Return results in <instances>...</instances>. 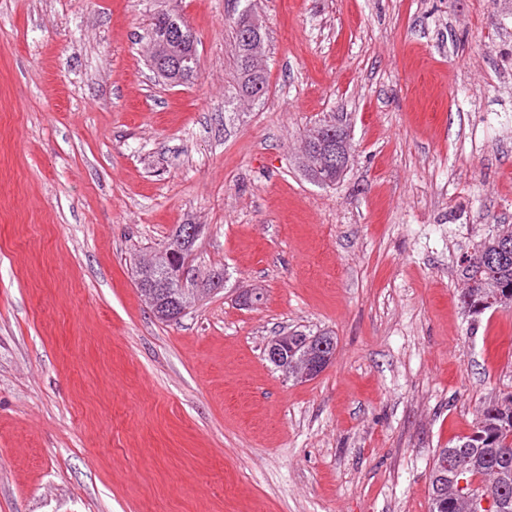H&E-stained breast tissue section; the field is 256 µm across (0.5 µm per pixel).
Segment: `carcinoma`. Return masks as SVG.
Listing matches in <instances>:
<instances>
[{"mask_svg":"<svg viewBox=\"0 0 512 512\" xmlns=\"http://www.w3.org/2000/svg\"><path fill=\"white\" fill-rule=\"evenodd\" d=\"M250 11L239 14L233 32L236 47V86L244 90L254 82L247 70L241 43ZM181 20L176 14L154 17L148 37L173 35V22ZM173 55L182 61L178 78L187 83L195 77L193 58L197 46L173 45ZM346 134L342 123L331 113L319 119L304 138L328 140L336 134ZM308 181L321 186H334L344 171L334 166H318L306 158L300 161ZM193 253L156 251L141 262V275L157 276L174 271L192 261ZM459 272L464 288L459 294L461 306L469 314L480 316L487 311L512 307V224H501L497 230L481 239L472 251L462 255ZM288 356L301 359L307 353L306 338L313 335L324 339L325 352L336 349V338L330 331L316 332L294 329L287 332ZM441 455L453 460L451 469L436 468L429 487V512H485L469 492L475 485L493 497L491 512H512V394L478 408L472 431L448 444Z\"/></svg>","mask_w":512,"mask_h":512,"instance_id":"cac0c4a2","label":"carcinoma"}]
</instances>
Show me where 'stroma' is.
Here are the masks:
<instances>
[{
	"instance_id": "1",
	"label": "stroma",
	"mask_w": 512,
	"mask_h": 512,
	"mask_svg": "<svg viewBox=\"0 0 512 512\" xmlns=\"http://www.w3.org/2000/svg\"><path fill=\"white\" fill-rule=\"evenodd\" d=\"M240 0H0V512H428L433 456L512 394V308L459 257L512 224V0H254L266 96L225 104ZM181 15L198 71L146 32ZM342 114L353 160L310 183ZM201 233L180 319L134 268ZM264 294L240 305L243 290ZM336 357L284 379L277 332ZM181 16L176 14H160L154 17L153 22L151 23L150 32L148 34V39L150 40L152 37H157L153 41V51L154 58L162 59V56L165 55L168 51V45L166 41H163L161 37H165L169 35L168 39H172L173 36V21L180 22ZM173 55L175 58L182 61L181 69H178L172 74V77L177 76V79H181L184 84L191 81L195 77V73L193 71V58L197 57V42H195L194 46H181L179 43H175L173 45ZM329 132H332V135H329ZM337 132L341 135H347L342 123L336 118V112H331V114L324 115L323 118L315 122L313 127L304 135V139L319 140L322 138L323 140H336V155L325 153L314 145L310 148L311 154L320 163H334L336 159V166H317L302 155L300 161L302 171L311 183L327 187L335 186L347 169L339 170L336 168L347 167L350 164L353 156L350 143L346 137H336ZM282 335H288V356L287 353L281 350V344L287 339L286 336H274L276 337L269 345L267 350V357L269 362L276 367L279 371H281L282 375L285 379L294 378L297 376L295 372L292 371V368H288V357L296 358L300 360L307 353L308 345H306V338L311 337L308 341L313 346L317 345V341L322 338L324 339V343L326 348L324 350L325 353H330L332 350L336 349V338L334 334L330 331L319 330L316 332L306 331V330H289L287 333H283ZM273 337V338H274ZM336 351H333L331 354H322L320 353L315 360L309 365L302 376L296 377L297 379L309 380L319 376L326 367L333 362L335 359Z\"/></svg>"
}]
</instances>
